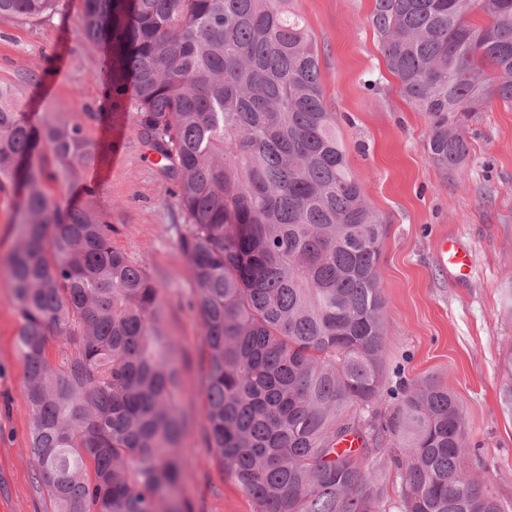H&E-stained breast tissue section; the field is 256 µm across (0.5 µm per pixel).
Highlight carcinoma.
<instances>
[{"label": "carcinoma", "mask_w": 512, "mask_h": 512, "mask_svg": "<svg viewBox=\"0 0 512 512\" xmlns=\"http://www.w3.org/2000/svg\"><path fill=\"white\" fill-rule=\"evenodd\" d=\"M58 2L0 0V15L36 19ZM370 22L402 97L429 119V160L461 177L472 117L512 106V0H375ZM81 29L106 55L112 96L133 87L137 136L175 187L204 328L207 448L257 512H386L379 452L400 479L396 512H506L473 472L448 388L386 384V226L349 166L295 0H84ZM86 145L80 122L33 124L0 83L36 480L54 512H171L179 375L160 287L112 247L93 200L73 207L52 188L79 177ZM52 341L69 347L58 366ZM348 436L360 448L337 447Z\"/></svg>", "instance_id": "obj_1"}]
</instances>
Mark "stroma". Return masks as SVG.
<instances>
[{"instance_id": "1", "label": "stroma", "mask_w": 512, "mask_h": 512, "mask_svg": "<svg viewBox=\"0 0 512 512\" xmlns=\"http://www.w3.org/2000/svg\"><path fill=\"white\" fill-rule=\"evenodd\" d=\"M319 52L326 100L366 197L387 222L378 265L391 336L389 383L430 378L463 407L474 471L512 508V415L500 391L512 351V108L491 102L467 128L473 157L451 181L429 161L428 120L410 108L389 73L369 23L374 0H298ZM83 0H59L37 20L0 16V81L19 91V111L55 112L84 126L90 165H112L103 185L80 179L66 200L93 199L112 225V245L160 284V331L180 373L174 404L182 422L178 454L186 475L174 494L181 512H256L252 498L206 448L202 321L190 305L192 277L179 247L185 219L155 155L127 133L120 161L101 135L128 103L108 95L105 56L81 35ZM14 196L0 190V512H53L34 479L31 407L17 348L20 318L5 259L15 242ZM448 237L471 255L462 276L444 266Z\"/></svg>"}]
</instances>
